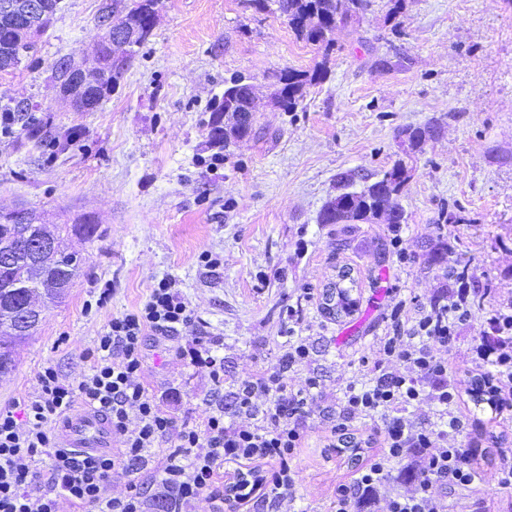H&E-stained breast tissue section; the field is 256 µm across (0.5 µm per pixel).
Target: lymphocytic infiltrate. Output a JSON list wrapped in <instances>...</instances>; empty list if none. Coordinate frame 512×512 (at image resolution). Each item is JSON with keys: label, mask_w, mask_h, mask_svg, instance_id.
<instances>
[{"label": "lymphocytic infiltrate", "mask_w": 512, "mask_h": 512, "mask_svg": "<svg viewBox=\"0 0 512 512\" xmlns=\"http://www.w3.org/2000/svg\"><path fill=\"white\" fill-rule=\"evenodd\" d=\"M447 276L454 293L434 299L418 317L409 320L401 310L390 314V326L379 340L384 362H401L408 376L376 373L367 388L349 386L342 411H328L330 435L349 431L355 417L373 420L371 433L378 451L349 480L338 483L330 500L331 512H363L395 465L416 478L412 494H393L388 512H448V486L469 487L483 480L467 449L448 447L449 434L463 432L466 417L458 409V390L448 381L447 363L431 353V344L452 347L461 325L470 322L480 290L456 269ZM194 315L168 281L151 289L139 308L112 318L90 353L89 374L77 384L65 382L51 365L37 373L35 392L17 409L0 411V512H58L67 500L78 512H150L163 503L162 512H192L200 498H208L214 512H288L298 481L294 464L306 442L304 418L313 400L315 380L290 392L279 370L269 368L237 381L236 407L244 423L224 420V407L215 404L199 424L178 422L154 395L142 377L144 344L148 336L173 342L176 356L209 370L216 387L224 385V359L217 340L185 348L176 338ZM486 327L474 354L479 366L495 382L499 394L512 397V303L490 304ZM435 383L433 399L448 417L443 429L416 427L405 413L418 401L419 379ZM273 395L271 406L257 409L258 394ZM96 408L112 424L121 446L112 454L84 455L60 447L57 423L70 414L75 402ZM172 448H165L169 435ZM164 454L158 469H150L155 448ZM424 461L421 472L409 467L410 458ZM48 460L45 473L36 465ZM148 472L121 497L108 493L117 470ZM247 474V487L231 488L226 470ZM43 490L32 493V480Z\"/></svg>", "instance_id": "f902f5d3"}]
</instances>
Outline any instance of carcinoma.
<instances>
[{"label": "carcinoma", "mask_w": 512, "mask_h": 512, "mask_svg": "<svg viewBox=\"0 0 512 512\" xmlns=\"http://www.w3.org/2000/svg\"><path fill=\"white\" fill-rule=\"evenodd\" d=\"M16 9L11 14L0 15V32L15 34L11 40L0 39V71L17 68L23 58L32 51L33 45L21 38V32L30 27L46 28L51 16L59 9L60 0H45L49 17H41L26 10L30 0H13ZM277 11L283 15L296 36L328 52L331 49V29L337 23L345 24L355 15L365 12L371 0H273ZM109 18L112 26L124 28L134 26L149 34L156 22L157 12H144L138 15L127 13L126 0H112L102 6L96 19ZM137 49L124 52L120 57L121 65L112 62V48L105 45L99 64L97 87L91 90L94 95L109 93L129 66ZM321 79L316 72L308 75L303 72L288 70L278 79L280 87L272 94L271 102L284 112H294L306 94V88L312 82ZM237 110L229 115L230 128L224 129L220 121H215L211 128V137L218 143L228 145L231 138H243L253 132V113L246 95L237 100ZM407 178V169L399 163L387 171L383 177L369 185L361 192H348L351 177L343 175L337 181L341 193L330 200L322 214L324 224H358L366 223L378 215L389 202L391 196L398 192ZM30 222L27 224L0 223V252L24 251L28 248L31 237L40 231L39 225L33 223L34 212L28 211ZM71 235L92 239L98 236L96 224H61L56 227L55 247L39 254L32 262L23 260L9 267H0V350L8 355L10 368H15L17 348L30 335H17L9 330V322L23 312V306L30 295L40 298L42 306L54 305L65 295L67 288L79 272V263L71 262L72 253L67 251L65 240ZM350 287H339L331 295H324V302L334 301L326 312H351L353 299Z\"/></svg>", "instance_id": "carcinoma-1"}]
</instances>
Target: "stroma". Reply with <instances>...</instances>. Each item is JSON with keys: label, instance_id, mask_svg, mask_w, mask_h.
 Listing matches in <instances>:
<instances>
[{"label": "stroma", "instance_id": "35a3bbf8", "mask_svg": "<svg viewBox=\"0 0 512 512\" xmlns=\"http://www.w3.org/2000/svg\"><path fill=\"white\" fill-rule=\"evenodd\" d=\"M103 2L63 0L32 56L0 72V107L29 103V120L47 131L38 145L18 133L0 137V211L24 206L45 224L99 227L97 238H69L80 271L66 299L44 310L15 369L0 376V410L33 391L45 363L78 383L112 317L142 304L164 279L195 315L180 344L223 341L225 421L242 420L235 382L278 366L289 329L309 346V358L283 373L292 392L307 379L319 383L294 507L327 512L353 470L327 448L321 411L368 379L391 309L405 302L413 318L450 293V265L489 285L491 303L512 302V0H405L398 28L386 17L387 0H372L336 30L327 55L298 39L275 6L163 0L116 89L77 112L59 95L52 67L64 56L91 62ZM322 63L325 79L309 86L297 111L263 108L252 136L226 150L210 145L215 106L234 80L263 97L283 70ZM430 125L437 133L420 149L403 146L404 129ZM399 162L408 170L393 197L405 215L403 263L384 220L321 221L338 174L354 173L358 191ZM450 211L461 223H446ZM205 250L223 255V265L200 266ZM341 268L352 271L357 308L336 319L321 303ZM483 329L478 308L452 348H431L447 362L469 419L448 445L475 449L488 473L479 486L449 487L448 512H502L506 497L492 475L501 453L512 451V407L493 413L468 392ZM143 378L154 393L174 390L169 407L178 421L209 416L216 389L206 368L153 341Z\"/></svg>", "mask_w": 512, "mask_h": 512}]
</instances>
